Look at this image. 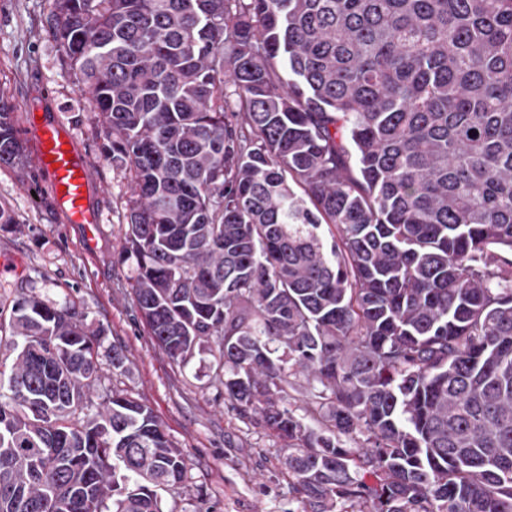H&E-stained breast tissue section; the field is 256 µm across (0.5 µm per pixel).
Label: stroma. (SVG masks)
<instances>
[{"mask_svg":"<svg viewBox=\"0 0 512 512\" xmlns=\"http://www.w3.org/2000/svg\"><path fill=\"white\" fill-rule=\"evenodd\" d=\"M52 0H0V100L21 145V164L0 167V204L14 221L0 226V305L18 291L50 303H74L88 327L102 330L96 396L117 387L142 399L191 465L179 496L165 512H303L281 462L283 443L224 402L207 363L182 368L155 344L135 304L132 269L121 259L129 175L101 157L103 132L94 106L49 35ZM63 120L96 161L93 193L102 222L93 235L66 223L29 144L30 119ZM125 367L113 370V348Z\"/></svg>","mask_w":512,"mask_h":512,"instance_id":"35a3bbf8","label":"stroma"}]
</instances>
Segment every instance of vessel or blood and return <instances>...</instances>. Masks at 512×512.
<instances>
[{"instance_id": "b4317fda", "label": "vessel or blood", "mask_w": 512, "mask_h": 512, "mask_svg": "<svg viewBox=\"0 0 512 512\" xmlns=\"http://www.w3.org/2000/svg\"><path fill=\"white\" fill-rule=\"evenodd\" d=\"M34 158L48 179L68 223L91 229L101 212L92 198L91 158L60 120H43L34 130Z\"/></svg>"}]
</instances>
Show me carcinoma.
I'll list each match as a JSON object with an SVG mask.
<instances>
[{"label":"carcinoma","instance_id":"1","mask_svg":"<svg viewBox=\"0 0 512 512\" xmlns=\"http://www.w3.org/2000/svg\"><path fill=\"white\" fill-rule=\"evenodd\" d=\"M51 33L130 175L142 319L284 441L304 512H512V0H53ZM99 336L0 309V512L186 486L146 404L94 402Z\"/></svg>","mask_w":512,"mask_h":512}]
</instances>
